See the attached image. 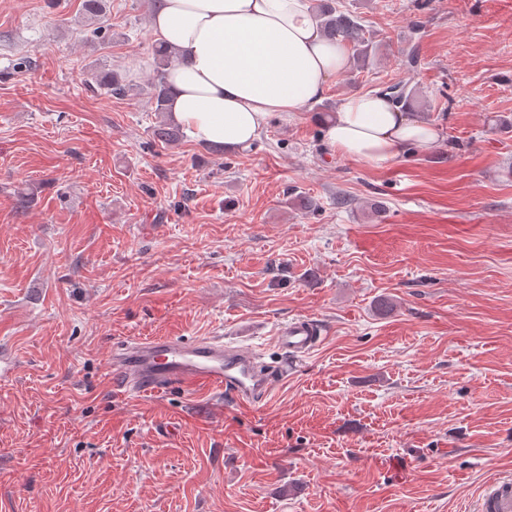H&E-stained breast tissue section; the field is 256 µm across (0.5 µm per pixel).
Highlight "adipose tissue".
Returning <instances> with one entry per match:
<instances>
[{
  "instance_id": "obj_1",
  "label": "adipose tissue",
  "mask_w": 512,
  "mask_h": 512,
  "mask_svg": "<svg viewBox=\"0 0 512 512\" xmlns=\"http://www.w3.org/2000/svg\"><path fill=\"white\" fill-rule=\"evenodd\" d=\"M151 27L177 52L167 71L171 118L193 139L248 148L275 112L319 101L350 64L311 0H155ZM343 157L377 166L439 140L432 125L378 91L346 96L327 125Z\"/></svg>"
}]
</instances>
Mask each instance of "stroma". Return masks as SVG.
I'll list each match as a JSON object with an SVG mask.
<instances>
[{
  "label": "stroma",
  "mask_w": 512,
  "mask_h": 512,
  "mask_svg": "<svg viewBox=\"0 0 512 512\" xmlns=\"http://www.w3.org/2000/svg\"><path fill=\"white\" fill-rule=\"evenodd\" d=\"M338 5L374 61L215 152L153 139L151 0H0V512H464L512 473V0ZM114 72L123 98L86 82ZM394 83L438 143L336 155L317 113ZM300 316L322 342L269 401L112 385L126 337L275 366Z\"/></svg>",
  "instance_id": "1"
}]
</instances>
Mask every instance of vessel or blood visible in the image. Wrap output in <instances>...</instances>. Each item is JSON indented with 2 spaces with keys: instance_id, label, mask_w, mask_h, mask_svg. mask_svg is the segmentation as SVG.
Listing matches in <instances>:
<instances>
[{
  "instance_id": "vessel-or-blood-1",
  "label": "vessel or blood",
  "mask_w": 512,
  "mask_h": 512,
  "mask_svg": "<svg viewBox=\"0 0 512 512\" xmlns=\"http://www.w3.org/2000/svg\"><path fill=\"white\" fill-rule=\"evenodd\" d=\"M274 340L289 358L297 359L319 346L321 329L310 318L298 317L280 326ZM108 364L113 369L114 386L139 397L157 396L173 387H200L254 405L270 396L273 379L288 375L284 364L259 370L251 349L225 345L220 336H203L190 343L174 336L122 341L115 346ZM473 512H512V475L484 483Z\"/></svg>"
}]
</instances>
